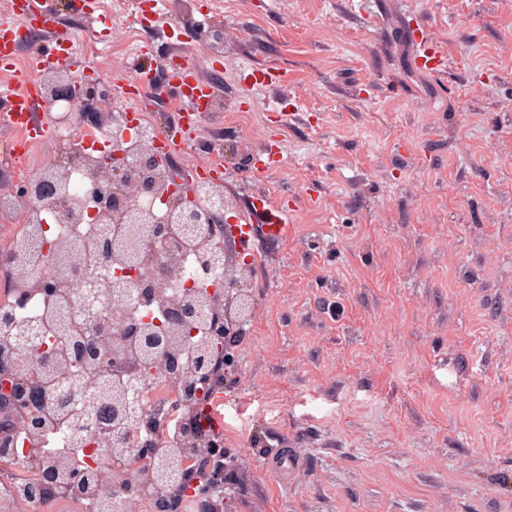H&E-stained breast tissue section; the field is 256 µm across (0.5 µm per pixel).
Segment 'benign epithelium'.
<instances>
[{"label": "benign epithelium", "mask_w": 512, "mask_h": 512, "mask_svg": "<svg viewBox=\"0 0 512 512\" xmlns=\"http://www.w3.org/2000/svg\"><path fill=\"white\" fill-rule=\"evenodd\" d=\"M43 98L49 119L60 126L78 125L106 130L113 128L118 117L102 112L99 104L104 93L96 81L79 83L68 67L48 69L42 79ZM140 151L129 157L124 140L118 135L103 143L100 157L89 173V185L96 199L93 212H88L84 199L72 189V163L53 161L35 176L15 183L8 194H0V212L18 207L29 215L50 214L59 224L114 225L111 233L77 243L59 239L50 248L51 271L39 278L38 284L53 297L59 296L60 278L69 276L83 285L78 301H66L63 311L83 321L87 336L80 350L88 363L73 369L70 363H58L44 355L40 345V329L33 324L8 321L0 315V333L11 337L7 351H0V409L11 420L38 430L35 417L48 402L50 388L46 374L57 376L56 390L71 398L87 412L98 408L100 389L109 383L111 367L120 366L130 358L146 364L154 373L177 372L182 390L181 407L184 416L182 444L193 449V457L170 459L155 463L150 454L142 459L139 483L149 488L155 512H180L181 495L174 487L194 492L198 469L207 466L219 455L220 446L205 439L194 427L192 416L213 386V376L199 367L180 369L184 332L195 319H203L207 336L198 342V350L211 361L233 362L235 339L242 335L251 318V295L241 285L243 273L237 267L239 253L229 249L222 253H205L198 266L208 270L221 267L228 288L210 287L194 294L192 299L169 291L165 280L177 271L184 258L183 244L191 237L212 240L229 236L224 223V185L197 184L189 186L192 193H204L209 206L197 210L183 201L178 184L182 174L170 160H162L156 151L157 129L143 128L137 132ZM142 195H160L167 201L165 216L159 218L151 210L137 204ZM144 240L165 246L161 267L154 278L138 290L136 299L161 302L167 317L162 335L153 332L159 322L131 317L132 287L121 277L119 269L136 265L140 245ZM0 268H6L17 279L28 277L19 254L0 258ZM153 337L146 347L141 340ZM137 390L133 377H128L117 389H112V418L122 423L136 415ZM112 447L113 467L94 471L88 478L72 469L67 460L55 459L47 469V478L33 491L45 496L59 490L72 495L97 493L103 510L111 506V492L117 489V468L128 449Z\"/></svg>", "instance_id": "obj_1"}]
</instances>
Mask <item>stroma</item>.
<instances>
[{"mask_svg": "<svg viewBox=\"0 0 512 512\" xmlns=\"http://www.w3.org/2000/svg\"><path fill=\"white\" fill-rule=\"evenodd\" d=\"M90 53L87 78L206 53L224 93L178 170L218 162L230 220L287 205V240L236 249L251 321L212 415L233 459L221 512H512V0H165L150 26L41 0ZM444 51L412 61L409 22ZM220 29L222 41L209 38ZM258 66L277 68L266 89ZM277 167H250L258 150Z\"/></svg>", "mask_w": 512, "mask_h": 512, "instance_id": "35a3bbf8", "label": "stroma"}]
</instances>
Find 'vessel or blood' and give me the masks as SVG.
I'll use <instances>...</instances> for the list:
<instances>
[{
	"instance_id": "1",
	"label": "vessel or blood",
	"mask_w": 512,
	"mask_h": 512,
	"mask_svg": "<svg viewBox=\"0 0 512 512\" xmlns=\"http://www.w3.org/2000/svg\"><path fill=\"white\" fill-rule=\"evenodd\" d=\"M34 30L47 33L45 47L39 48L27 60L29 69L39 71L54 65L79 67L81 58L77 53L72 34L59 31L46 12L38 5V0H15L10 13L0 16V73L10 74L16 66V46ZM414 60L420 61L429 69H436L441 55L430 41L426 29L418 28L411 39ZM179 101L176 121L160 127L159 149L172 154L180 151L187 139L199 126L202 109L207 101L214 98L218 85L210 83L198 72L195 64L185 55L176 54L168 65ZM154 84L152 68L141 66L132 78L117 77L113 83L115 92L131 102H140L145 92ZM40 90L38 84L28 81L15 87L9 84L0 86V123L20 132L14 150L26 152L32 139L44 137L45 127L36 125L34 112ZM262 234L270 242L281 241L288 236L286 213L281 209L256 207L249 213L245 224L240 225L237 237L246 242L254 234Z\"/></svg>"
}]
</instances>
